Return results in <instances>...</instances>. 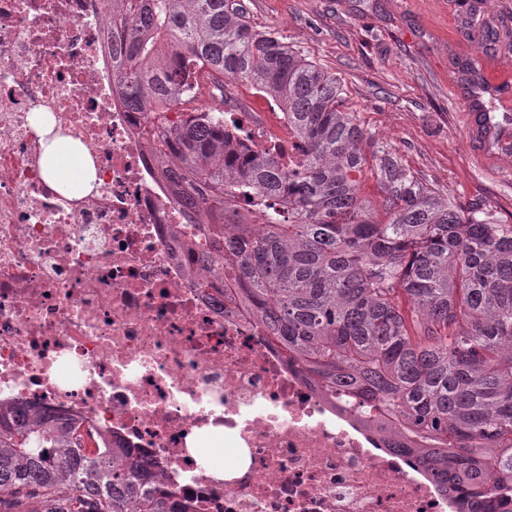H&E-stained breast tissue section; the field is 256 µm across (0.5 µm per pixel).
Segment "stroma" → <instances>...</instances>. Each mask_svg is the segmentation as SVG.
<instances>
[{
  "label": "stroma",
  "mask_w": 512,
  "mask_h": 512,
  "mask_svg": "<svg viewBox=\"0 0 512 512\" xmlns=\"http://www.w3.org/2000/svg\"><path fill=\"white\" fill-rule=\"evenodd\" d=\"M251 23L336 73L345 105L404 165L458 206L512 224V103L487 100L484 141L461 63L512 81V45L482 50L461 21L478 6L512 32V0H243Z\"/></svg>",
  "instance_id": "obj_1"
}]
</instances>
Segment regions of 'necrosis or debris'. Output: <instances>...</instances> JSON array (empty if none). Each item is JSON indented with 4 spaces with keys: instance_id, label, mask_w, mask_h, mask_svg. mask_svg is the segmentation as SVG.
I'll return each instance as SVG.
<instances>
[{
    "instance_id": "1",
    "label": "necrosis or debris",
    "mask_w": 512,
    "mask_h": 512,
    "mask_svg": "<svg viewBox=\"0 0 512 512\" xmlns=\"http://www.w3.org/2000/svg\"><path fill=\"white\" fill-rule=\"evenodd\" d=\"M111 10L0 0V401L129 449L183 512H456L192 283L173 237L186 212L112 84ZM49 136L86 148L90 192L45 178Z\"/></svg>"
}]
</instances>
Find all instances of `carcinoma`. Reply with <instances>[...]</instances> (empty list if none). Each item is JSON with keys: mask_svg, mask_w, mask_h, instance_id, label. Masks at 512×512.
<instances>
[{"mask_svg": "<svg viewBox=\"0 0 512 512\" xmlns=\"http://www.w3.org/2000/svg\"><path fill=\"white\" fill-rule=\"evenodd\" d=\"M117 2L112 83L178 203L209 215L181 240L196 286L426 471L475 495L492 473L512 493V224L405 168L343 110L336 75L254 29L242 0ZM463 25L497 42L477 12ZM226 82L279 103L294 167L246 148L232 113L186 110ZM368 172L377 205L361 193ZM0 512L180 510L126 449L90 453L51 410L0 403Z\"/></svg>", "mask_w": 512, "mask_h": 512, "instance_id": "obj_1", "label": "carcinoma"}]
</instances>
